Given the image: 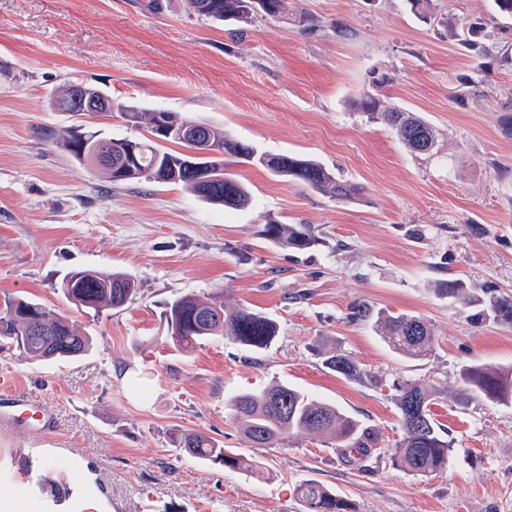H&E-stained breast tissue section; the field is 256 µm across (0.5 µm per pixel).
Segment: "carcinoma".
<instances>
[{
  "label": "carcinoma",
  "instance_id": "1",
  "mask_svg": "<svg viewBox=\"0 0 512 512\" xmlns=\"http://www.w3.org/2000/svg\"><path fill=\"white\" fill-rule=\"evenodd\" d=\"M199 14L224 22L248 23L254 16L277 17L287 13V0H190ZM103 90L93 84L71 82L54 99L59 112H77L76 98H102ZM358 107L371 118L385 122L406 148L426 155L437 145V131L425 119L397 105L379 107L377 95L366 92ZM127 125L143 128L146 134L135 139L140 144L139 165L127 160L128 138L105 137L92 133L106 150L105 162L84 149L71 130L53 134V142L63 151L86 164L102 169L114 185L131 182H160L183 187L188 192L230 209L245 208L251 203V191L230 165L248 163L264 168L285 181H299L311 189L329 193L338 200H353L357 186L343 181L314 159L297 154L269 153L234 140L224 129L192 121L175 112L144 111L129 106L123 112ZM205 141L220 157L197 154L198 140ZM170 141L186 148L171 152L160 142ZM264 233L280 245L295 250L314 246L318 238L306 224H274ZM65 299L76 307L96 311L122 308L138 294L135 282L127 275L105 273L95 269L70 272L62 282ZM434 292L454 305L470 311L469 317L512 322V297L496 294L477 295L460 279L443 280ZM353 316L373 322L378 336L393 351L407 358H422L435 350L430 323L419 316L385 312L373 313L364 305L355 307ZM169 340L183 353L212 336H228L252 350L269 347L277 338L276 321L247 307L226 311L218 296L201 298L183 295L167 304L165 310ZM0 345L15 346L33 360L65 359L86 351L89 337L81 334L71 319L55 309L22 297H8L0 303ZM325 364L348 380L363 381L365 373L351 357L333 354ZM464 384L477 389L487 398L503 402L512 399V367L475 365L461 371ZM395 404L399 413L402 437L390 455L392 465L416 475H428L448 468L454 442L448 431L434 417L432 406L439 391L420 382L405 381L396 385ZM233 419L250 448H273L286 444L293 436L319 435L331 441L347 460L363 463L372 457L376 432L336 406L323 402L294 387L272 382L257 392L237 395L232 403ZM177 447L201 461L224 465L230 470L257 472L260 462L235 448H223L201 433H182L175 439ZM305 512H352L350 502L323 484L310 480L300 487Z\"/></svg>",
  "mask_w": 512,
  "mask_h": 512
}]
</instances>
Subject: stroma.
Returning a JSON list of instances; mask_svg holds the SVG:
<instances>
[{
	"label": "stroma",
	"instance_id": "35a3bbf8",
	"mask_svg": "<svg viewBox=\"0 0 512 512\" xmlns=\"http://www.w3.org/2000/svg\"><path fill=\"white\" fill-rule=\"evenodd\" d=\"M0 0V301L28 297L67 314L92 339L84 354L31 361L0 351V386L28 394L58 420L55 455L30 487L12 459L26 438L0 432V497L8 512H64L63 489L98 484L106 512H302L297 489L315 479L355 512H512V403L466 389L474 364L512 366V323H472L434 284L512 295V21L492 0H433L434 23L407 0H288L283 18L227 25L189 0ZM479 21L478 57L459 37ZM346 34H338L337 26ZM379 98L429 121L433 156L418 157L355 106ZM77 81L113 103L165 110L223 127L270 153L315 159L362 189L339 201L250 165L234 171L253 202L230 210L180 186H116L58 148L55 131L84 125L136 136L120 112H57L51 100ZM310 225L319 242L298 251L267 239V222ZM120 272L133 301L101 313L69 304L64 276ZM223 296L279 325L254 353L226 336L190 355L168 340L175 297ZM406 312L433 328V356L393 352L354 305ZM354 358L371 380L328 369L326 352ZM443 393L436 417L455 441L447 470L415 475L389 461L401 437L393 383ZM279 381L331 402L378 435L366 466L326 438L247 448L234 397ZM199 432L247 449L255 475L175 448Z\"/></svg>",
	"mask_w": 512,
	"mask_h": 512
}]
</instances>
